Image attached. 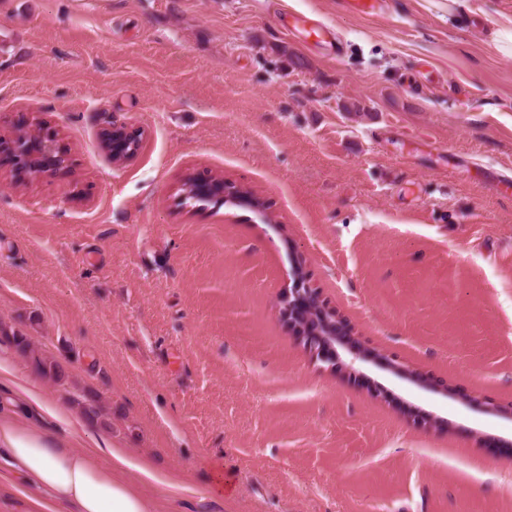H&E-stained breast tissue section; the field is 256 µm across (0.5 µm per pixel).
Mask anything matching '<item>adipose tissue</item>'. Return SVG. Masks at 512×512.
<instances>
[{
	"instance_id": "1",
	"label": "adipose tissue",
	"mask_w": 512,
	"mask_h": 512,
	"mask_svg": "<svg viewBox=\"0 0 512 512\" xmlns=\"http://www.w3.org/2000/svg\"><path fill=\"white\" fill-rule=\"evenodd\" d=\"M105 454L101 462L62 447L34 420L0 423V459L34 491L48 492L56 512H152L151 500L116 475L122 451Z\"/></svg>"
}]
</instances>
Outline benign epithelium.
<instances>
[{
	"mask_svg": "<svg viewBox=\"0 0 512 512\" xmlns=\"http://www.w3.org/2000/svg\"><path fill=\"white\" fill-rule=\"evenodd\" d=\"M141 145V134L124 125L110 124L104 129L103 146L114 163L133 159ZM10 160L13 182L24 184L37 177L50 175L67 162V153L55 135L44 132L43 124L35 118H24L8 135L0 134V156ZM187 189L192 193L226 200H245L258 206L257 198L227 185L222 179H191ZM294 287L281 300L279 313L296 333L297 338L324 362H334L335 345L344 347L355 360L365 359V352L351 336L349 326L320 301L317 291L308 286L299 270L294 271Z\"/></svg>",
	"mask_w": 512,
	"mask_h": 512,
	"instance_id": "7a95c632",
	"label": "benign epithelium"
}]
</instances>
